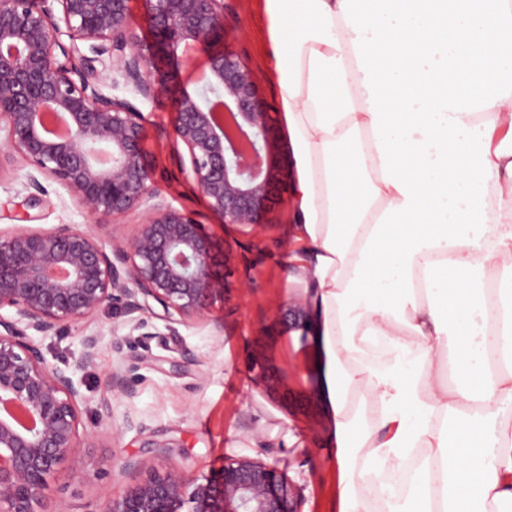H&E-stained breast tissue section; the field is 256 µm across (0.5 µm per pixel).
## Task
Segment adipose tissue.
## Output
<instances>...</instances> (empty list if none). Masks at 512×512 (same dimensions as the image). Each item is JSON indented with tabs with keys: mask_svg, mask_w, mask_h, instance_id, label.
Wrapping results in <instances>:
<instances>
[{
	"mask_svg": "<svg viewBox=\"0 0 512 512\" xmlns=\"http://www.w3.org/2000/svg\"><path fill=\"white\" fill-rule=\"evenodd\" d=\"M265 10L338 512H512V0Z\"/></svg>",
	"mask_w": 512,
	"mask_h": 512,
	"instance_id": "adipose-tissue-1",
	"label": "adipose tissue"
}]
</instances>
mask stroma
I'll return each mask as SVG.
<instances>
[{
  "label": "stroma",
  "instance_id": "stroma-1",
  "mask_svg": "<svg viewBox=\"0 0 512 512\" xmlns=\"http://www.w3.org/2000/svg\"><path fill=\"white\" fill-rule=\"evenodd\" d=\"M226 3L228 43L255 73L267 104L277 107L264 0ZM102 90L132 98L147 116V159L167 175L173 205L192 211L223 237L227 246L234 248L247 241L248 229L221 226L219 218L206 209L199 188L179 175L175 157L183 146L173 137L170 99L147 101L108 81ZM28 171L18 159L0 172L1 229L17 223L28 194ZM42 184L44 203L31 211L35 226L85 223V216L61 185L47 178ZM271 220L262 250L246 252L243 271L234 274L238 280L250 275L254 288L247 292L228 288L226 303L216 305L211 313L223 326L221 335H212L204 325L183 327L174 335L156 319L132 332L108 310L78 330L58 336L33 333L49 363L71 369H78L82 359L84 336L98 338L95 365L78 370L83 380L82 421L89 434L88 446L82 451L79 470L65 467L48 477L43 491L46 512L59 507L64 512H104L121 487L136 479L132 473L109 478L113 462L129 456L149 457L148 445L154 440L172 442V461L189 466L200 480L219 470L228 458L275 463L287 480L302 486L303 512H336L335 416L322 390L283 409L269 402L248 377L249 351L264 330L279 336L283 353H292L305 341L313 364L322 366L327 360L320 337H302L300 330L289 327L279 315L289 296L312 291L314 284L290 277L292 258L300 251L290 205L280 206ZM181 352L187 361L180 372H172L169 361ZM119 363L134 369L132 391L127 395L105 393L104 379ZM104 399L109 400L112 415L108 423L101 424L97 412Z\"/></svg>",
  "mask_w": 512,
  "mask_h": 512
}]
</instances>
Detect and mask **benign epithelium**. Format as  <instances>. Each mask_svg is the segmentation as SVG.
Listing matches in <instances>:
<instances>
[{
  "label": "benign epithelium",
  "mask_w": 512,
  "mask_h": 512,
  "mask_svg": "<svg viewBox=\"0 0 512 512\" xmlns=\"http://www.w3.org/2000/svg\"><path fill=\"white\" fill-rule=\"evenodd\" d=\"M152 40L142 45L129 26V0H0V170L17 157L34 173L26 204H42L40 174L65 188L94 225L136 214L130 233L112 248L79 224L0 230V512H39L47 478L79 458L84 396L75 373L50 364L27 331L51 336L119 309L137 328L150 317L190 327L225 303L238 253L194 215L169 200L167 182L144 158V115L126 98L101 90L108 61L112 83L147 101L173 98L176 140L187 151L181 175L200 189L225 225L250 229L243 250L261 249L268 216L291 192L278 161L273 112L260 98L254 72L224 46V0H145ZM59 9H54V5ZM206 58L207 82L172 92L155 62ZM81 61L76 66L75 61ZM66 127L51 134L47 116ZM307 330L299 298L285 304ZM279 337L264 335L250 350L252 383L288 405L295 385L317 381L308 359L281 362ZM129 392L126 368L106 380ZM170 443H152L153 459L125 458L122 473L146 475L125 487L104 512H302L301 488L271 462L230 458L206 482L168 462Z\"/></svg>",
  "instance_id": "7a95c632"
}]
</instances>
